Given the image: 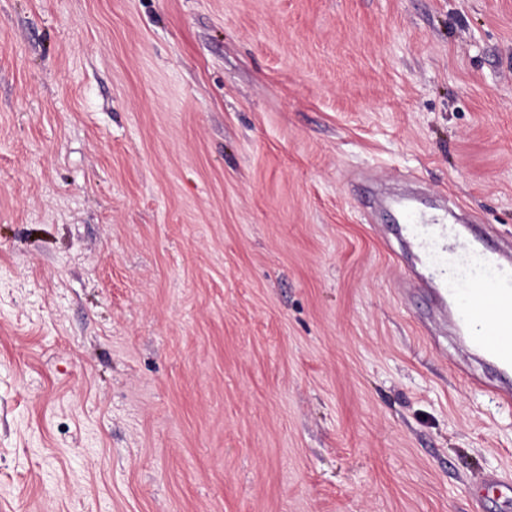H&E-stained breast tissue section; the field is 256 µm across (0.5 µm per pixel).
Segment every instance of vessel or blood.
Segmentation results:
<instances>
[{
    "label": "vessel or blood",
    "instance_id": "vessel-or-blood-1",
    "mask_svg": "<svg viewBox=\"0 0 512 512\" xmlns=\"http://www.w3.org/2000/svg\"><path fill=\"white\" fill-rule=\"evenodd\" d=\"M402 226L423 257V294L449 306L469 349L501 376L493 384L470 374L467 382L512 409V250H488L481 239H464L460 228L423 211L404 213Z\"/></svg>",
    "mask_w": 512,
    "mask_h": 512
}]
</instances>
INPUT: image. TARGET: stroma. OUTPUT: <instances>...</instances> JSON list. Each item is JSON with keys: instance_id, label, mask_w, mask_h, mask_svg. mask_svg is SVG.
Returning a JSON list of instances; mask_svg holds the SVG:
<instances>
[{"instance_id": "35a3bbf8", "label": "stroma", "mask_w": 512, "mask_h": 512, "mask_svg": "<svg viewBox=\"0 0 512 512\" xmlns=\"http://www.w3.org/2000/svg\"><path fill=\"white\" fill-rule=\"evenodd\" d=\"M361 186L512 242V0H0V512H512Z\"/></svg>"}]
</instances>
